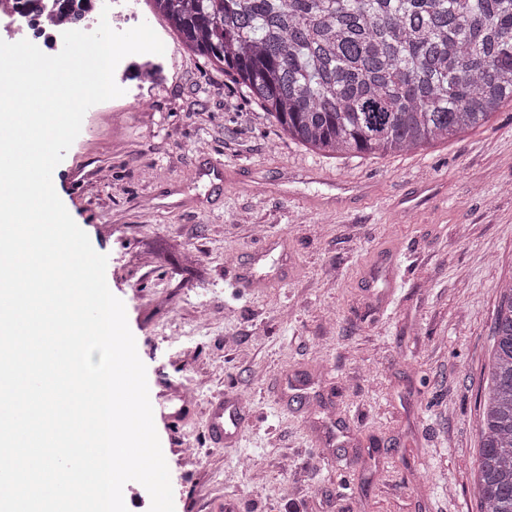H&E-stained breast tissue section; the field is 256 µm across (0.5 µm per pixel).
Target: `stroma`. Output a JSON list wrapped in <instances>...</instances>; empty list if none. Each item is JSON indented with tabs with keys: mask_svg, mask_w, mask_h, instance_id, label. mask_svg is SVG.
I'll use <instances>...</instances> for the list:
<instances>
[{
	"mask_svg": "<svg viewBox=\"0 0 512 512\" xmlns=\"http://www.w3.org/2000/svg\"><path fill=\"white\" fill-rule=\"evenodd\" d=\"M142 9L170 43L150 110L89 112L53 185L108 257L148 384L166 376L181 412L154 415L175 512H480L512 104L428 148L325 155ZM342 183L371 193L333 208ZM239 263L264 286L233 288ZM222 395L247 421L218 448L205 424Z\"/></svg>",
	"mask_w": 512,
	"mask_h": 512,
	"instance_id": "obj_1",
	"label": "stroma"
}]
</instances>
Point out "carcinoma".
Masks as SVG:
<instances>
[{"mask_svg":"<svg viewBox=\"0 0 512 512\" xmlns=\"http://www.w3.org/2000/svg\"><path fill=\"white\" fill-rule=\"evenodd\" d=\"M291 139L415 151L512 103V0H151ZM474 461L481 512H512V275L499 285Z\"/></svg>","mask_w":512,"mask_h":512,"instance_id":"1","label":"carcinoma"}]
</instances>
